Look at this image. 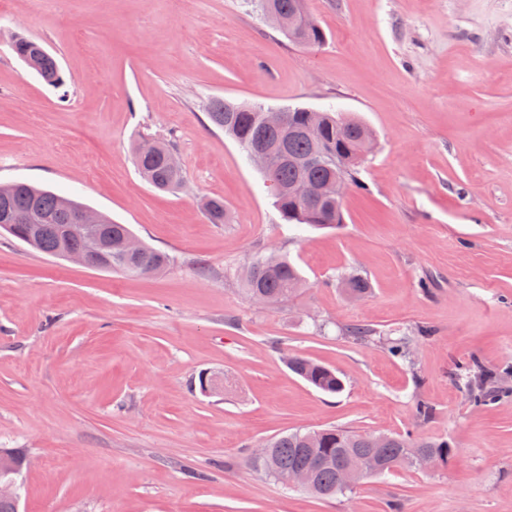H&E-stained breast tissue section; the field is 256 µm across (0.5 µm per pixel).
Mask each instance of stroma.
<instances>
[{"label": "stroma", "mask_w": 512, "mask_h": 512, "mask_svg": "<svg viewBox=\"0 0 512 512\" xmlns=\"http://www.w3.org/2000/svg\"><path fill=\"white\" fill-rule=\"evenodd\" d=\"M305 48L250 0H14L0 14V184L77 199L168 254L148 277L97 271L0 233V448L27 458L19 512H512V402L474 407L453 362L512 363V0H308ZM42 43L54 88L11 50ZM214 98L335 110L375 134L344 222L283 221L261 172L207 117ZM169 141L160 192L131 145ZM229 213L213 224L200 198ZM305 286L274 309L235 273L269 249ZM356 272L372 286L349 299ZM429 288H421V281ZM433 336L410 360L358 345ZM332 367L323 394L286 354ZM224 377L204 395L198 376ZM433 408L418 422L417 401ZM445 437L448 464L316 497L248 465L304 428Z\"/></svg>", "instance_id": "stroma-1"}]
</instances>
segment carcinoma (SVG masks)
Listing matches in <instances>:
<instances>
[{"label":"carcinoma","instance_id":"1","mask_svg":"<svg viewBox=\"0 0 512 512\" xmlns=\"http://www.w3.org/2000/svg\"><path fill=\"white\" fill-rule=\"evenodd\" d=\"M258 5L264 17L273 12L298 18L304 41L297 40L286 30L282 31L290 42L303 47H315L325 42V31L309 14L307 0H258ZM12 50L26 68L45 83L54 87L64 84L56 59L39 42L17 37ZM207 115L212 124L223 129L245 151L255 143L286 148L287 159L277 162L271 171L264 173L268 191L283 220L317 228L343 224L344 202L331 198L324 200L317 208H308L289 196L285 188L303 177L313 184L322 185L336 175L338 166L349 186L357 185L362 163L355 160V139L362 134L373 136L365 123L339 112L297 108L289 113L290 126L274 131L262 124V107L235 104L220 98L208 103ZM303 126L319 129L330 155L327 166L306 171L297 166V161L306 158L317 148V144L307 136L293 133L294 129ZM172 152L174 149L169 144L153 138L142 139L133 152L142 177L154 188L169 193L176 192L183 182L182 170L168 165L167 156ZM82 206L84 203L80 201L27 183L0 185V214L28 212L35 215L39 224L47 221L44 231L30 242V246L51 256H60L58 228L70 222L71 209ZM204 211L213 224H222L227 220L221 198L207 199ZM103 219L104 223L98 225L96 236L112 239V252L99 254L90 251V239L84 236L73 237L68 243L73 250L88 251L90 267L137 276L151 275L167 266V256L145 243L137 254L120 252L118 244L131 230L106 215ZM303 284L299 270L286 257L275 253L253 258L244 275L245 294L250 298L261 294L271 306L287 301ZM343 288L356 298L365 297L370 292L369 283L357 274L347 276ZM345 332L357 344L368 345L381 340L391 355L403 359L409 356V339L405 336L382 340L369 324L351 325ZM287 364L293 373L324 393L337 394L344 389V382L335 370L304 355H289ZM450 376L476 406L512 399V386L504 385L508 372L488 366L476 357L454 363ZM267 445L270 451L261 471L283 483L289 474L310 468L312 485L306 491L321 498L349 492L339 484L340 470L345 464L367 465L375 462L382 465V473L385 474L397 467L411 466L406 460L409 448L418 449L436 465L448 463L454 452L445 438H416L410 434H384L379 437L339 427L304 432L296 430L267 440Z\"/></svg>","mask_w":512,"mask_h":512}]
</instances>
